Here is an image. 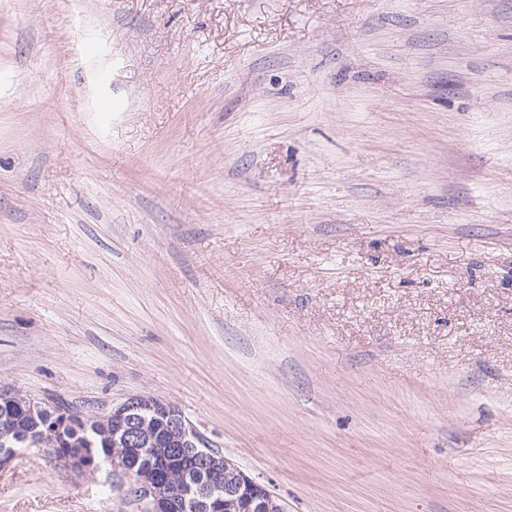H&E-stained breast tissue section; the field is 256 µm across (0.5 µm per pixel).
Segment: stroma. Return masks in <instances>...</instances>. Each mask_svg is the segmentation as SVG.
I'll use <instances>...</instances> for the list:
<instances>
[{
	"label": "stroma",
	"instance_id": "stroma-1",
	"mask_svg": "<svg viewBox=\"0 0 512 512\" xmlns=\"http://www.w3.org/2000/svg\"><path fill=\"white\" fill-rule=\"evenodd\" d=\"M0 389L512 512V0H0ZM0 512L143 506L32 450Z\"/></svg>",
	"mask_w": 512,
	"mask_h": 512
}]
</instances>
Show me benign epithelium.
I'll use <instances>...</instances> for the list:
<instances>
[{
    "label": "benign epithelium",
    "instance_id": "1",
    "mask_svg": "<svg viewBox=\"0 0 512 512\" xmlns=\"http://www.w3.org/2000/svg\"><path fill=\"white\" fill-rule=\"evenodd\" d=\"M0 402L19 413L0 427V468L17 458L16 444L24 441L38 449L62 444L69 449V471L93 474L100 470L91 454L99 436L110 443L108 467L122 475L128 494L145 502L146 512H176L187 505L195 512L218 505L224 512H288L268 486L212 448L177 406L150 393L132 394L108 413L8 391H0ZM145 451L165 462L186 456L192 465L172 471L161 484L152 468H138Z\"/></svg>",
    "mask_w": 512,
    "mask_h": 512
}]
</instances>
